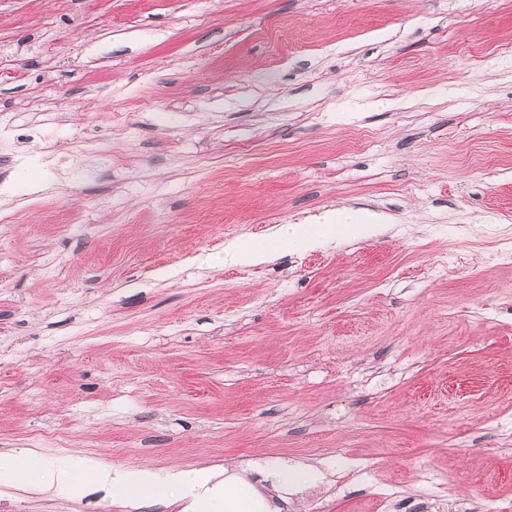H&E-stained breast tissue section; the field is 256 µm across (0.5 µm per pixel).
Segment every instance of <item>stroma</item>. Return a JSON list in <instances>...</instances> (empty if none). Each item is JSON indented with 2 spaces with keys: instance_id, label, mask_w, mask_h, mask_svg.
I'll return each mask as SVG.
<instances>
[{
  "instance_id": "obj_1",
  "label": "stroma",
  "mask_w": 512,
  "mask_h": 512,
  "mask_svg": "<svg viewBox=\"0 0 512 512\" xmlns=\"http://www.w3.org/2000/svg\"><path fill=\"white\" fill-rule=\"evenodd\" d=\"M342 205L388 224L208 262ZM501 247L512 0H0L1 453L324 467L288 512L511 504Z\"/></svg>"
}]
</instances>
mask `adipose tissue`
I'll list each match as a JSON object with an SVG mask.
<instances>
[{
  "instance_id": "adipose-tissue-1",
  "label": "adipose tissue",
  "mask_w": 512,
  "mask_h": 512,
  "mask_svg": "<svg viewBox=\"0 0 512 512\" xmlns=\"http://www.w3.org/2000/svg\"><path fill=\"white\" fill-rule=\"evenodd\" d=\"M381 218L368 210L339 208L326 212L315 228L278 224L269 234V245L239 237L224 246V263L246 266L266 263L286 251H302L327 239L347 235L360 240L376 234ZM323 471L313 465L277 459L249 461L224 468L112 467L98 462L76 465L61 457L48 462L37 454L19 451L0 458V485H23L53 490L77 499L96 491L140 505L168 501L179 512H281L289 496L322 485Z\"/></svg>"
}]
</instances>
